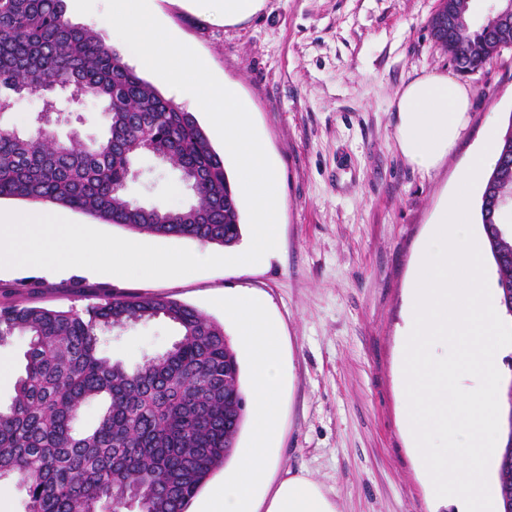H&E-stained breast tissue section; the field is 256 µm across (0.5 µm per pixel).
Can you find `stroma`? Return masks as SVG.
Returning a JSON list of instances; mask_svg holds the SVG:
<instances>
[{
    "label": "stroma",
    "instance_id": "1",
    "mask_svg": "<svg viewBox=\"0 0 512 512\" xmlns=\"http://www.w3.org/2000/svg\"><path fill=\"white\" fill-rule=\"evenodd\" d=\"M160 22L234 85L278 174V249L263 263L168 279L30 274L0 277V305L81 310L112 293L177 299L235 339L225 299L261 300L281 333L282 394L271 483L303 475L336 512H432L401 414L398 337L412 262L440 203L486 134L512 122V48L465 75L469 127L435 171L403 157L396 91L425 72L456 77L428 21L437 0H263L234 23L221 0L195 9L156 0ZM83 98L55 134L103 133ZM131 197L169 208L187 193L177 170L149 157ZM104 232L200 255H235L185 238ZM177 339L155 320L113 333L103 356L136 365Z\"/></svg>",
    "mask_w": 512,
    "mask_h": 512
}]
</instances>
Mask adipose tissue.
<instances>
[{"label":"adipose tissue","instance_id":"ef3b65f1","mask_svg":"<svg viewBox=\"0 0 512 512\" xmlns=\"http://www.w3.org/2000/svg\"><path fill=\"white\" fill-rule=\"evenodd\" d=\"M396 105V139L403 156L422 172L435 170L467 129L466 85L428 73L400 88ZM225 308L237 324V342L249 361L252 442L235 449L233 468L204 499L200 512H335L321 488L300 476L282 481L268 507H261L259 492L268 483L269 451L279 415L281 336L259 303L230 301Z\"/></svg>","mask_w":512,"mask_h":512}]
</instances>
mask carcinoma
Instances as JSON below:
<instances>
[{
  "label": "carcinoma",
  "instance_id": "obj_1",
  "mask_svg": "<svg viewBox=\"0 0 512 512\" xmlns=\"http://www.w3.org/2000/svg\"><path fill=\"white\" fill-rule=\"evenodd\" d=\"M502 6L478 16L473 0H451L441 36L450 60L474 72L512 43ZM69 88L104 103L106 135L57 139L55 92ZM35 97L49 114L27 130L0 123V199L79 210L105 224L225 248L242 236L240 203L224 157L196 117L138 75L98 31L65 17V0H0V117ZM162 156L196 187L180 208L127 194L138 159ZM512 196V119L484 181L480 223L501 302L512 296V223L494 203ZM162 318L178 331L163 353L134 368L100 354L101 337ZM28 340L10 404L0 405V479L25 488L28 512H186L233 454L245 424L236 350L224 327L195 307L157 296H108L78 311L0 305V344ZM97 425L74 426L91 401ZM512 499V458L497 468Z\"/></svg>",
  "mask_w": 512,
  "mask_h": 512
}]
</instances>
